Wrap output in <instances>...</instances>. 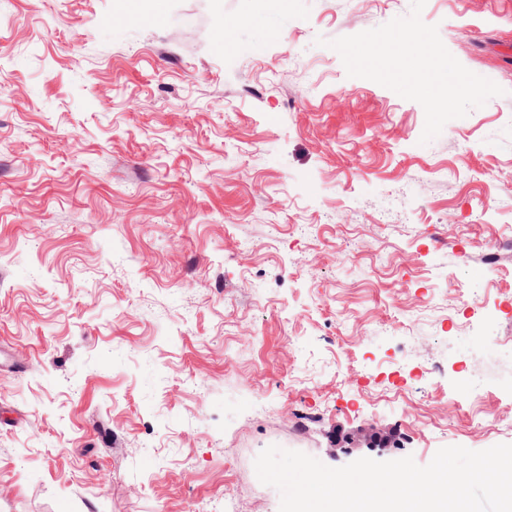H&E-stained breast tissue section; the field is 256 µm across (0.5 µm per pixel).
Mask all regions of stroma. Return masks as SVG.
Instances as JSON below:
<instances>
[{
    "instance_id": "obj_1",
    "label": "stroma",
    "mask_w": 512,
    "mask_h": 512,
    "mask_svg": "<svg viewBox=\"0 0 512 512\" xmlns=\"http://www.w3.org/2000/svg\"><path fill=\"white\" fill-rule=\"evenodd\" d=\"M129 2L0 0V512L512 444V0H426L504 93L425 145L328 46L411 0Z\"/></svg>"
}]
</instances>
